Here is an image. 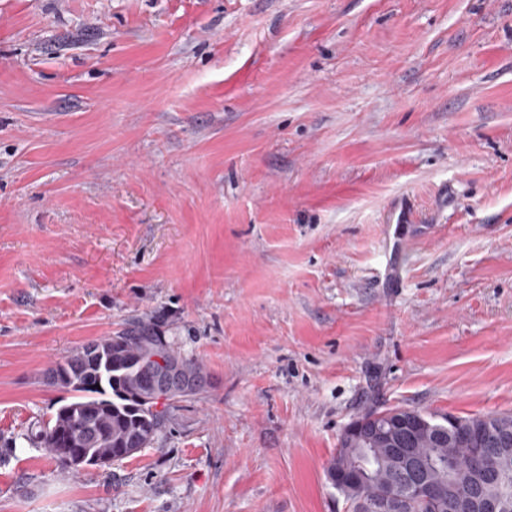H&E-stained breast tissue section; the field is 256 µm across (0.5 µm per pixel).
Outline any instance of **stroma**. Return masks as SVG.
Returning <instances> with one entry per match:
<instances>
[{"mask_svg":"<svg viewBox=\"0 0 512 512\" xmlns=\"http://www.w3.org/2000/svg\"><path fill=\"white\" fill-rule=\"evenodd\" d=\"M136 320L208 386L59 472L46 370ZM395 406L512 412V0H0V512H345Z\"/></svg>","mask_w":512,"mask_h":512,"instance_id":"stroma-1","label":"stroma"}]
</instances>
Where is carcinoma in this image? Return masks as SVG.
Masks as SVG:
<instances>
[{
  "instance_id": "1",
  "label": "carcinoma",
  "mask_w": 512,
  "mask_h": 512,
  "mask_svg": "<svg viewBox=\"0 0 512 512\" xmlns=\"http://www.w3.org/2000/svg\"><path fill=\"white\" fill-rule=\"evenodd\" d=\"M156 352L165 366H176L182 376L194 381V396L207 383L196 359L174 351L169 340L152 321H134L114 336L88 343L49 369L48 384L74 393L30 440L44 449L62 471L82 465L73 459L84 454L110 465L133 457L153 443L162 431L167 411L153 413L143 401L153 396L151 380L140 369L148 352ZM415 408H370L357 416L359 435L366 438L381 428L393 429L397 448L412 449L414 456L431 463L429 498L408 492L413 480L412 461L406 454L380 465L379 456L391 448L350 447L343 433L326 476L339 473L351 503L377 502L389 490L402 489L406 500L398 512H477L461 507L459 490L471 486L481 496L508 502L512 512V413L457 416L451 430L421 431ZM494 424L497 433L483 439L476 431Z\"/></svg>"
}]
</instances>
